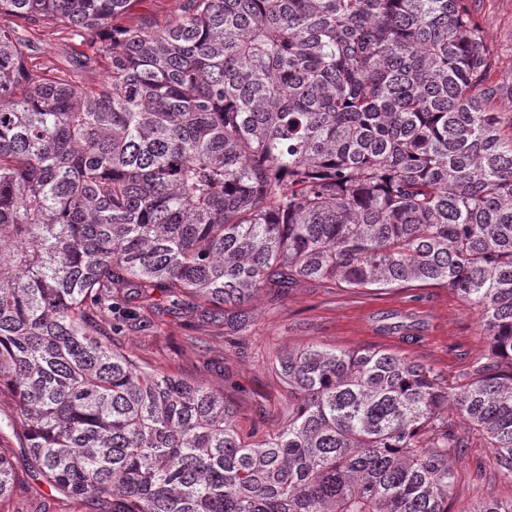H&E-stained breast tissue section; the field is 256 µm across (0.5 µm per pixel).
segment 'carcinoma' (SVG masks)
Returning a JSON list of instances; mask_svg holds the SVG:
<instances>
[{
	"mask_svg": "<svg viewBox=\"0 0 512 512\" xmlns=\"http://www.w3.org/2000/svg\"><path fill=\"white\" fill-rule=\"evenodd\" d=\"M130 5L0 0V385L67 512H451L460 426L512 483V85L470 0ZM36 23L105 84L34 74ZM301 280L446 287L487 353L287 349L271 434L93 330L158 290L233 336ZM18 483L0 449V512ZM182 2V0H133L121 22L132 27H163L180 11ZM107 74V61L102 56L99 58L98 65L79 70L77 80L87 88L98 89L104 83Z\"/></svg>",
	"mask_w": 512,
	"mask_h": 512,
	"instance_id": "1",
	"label": "carcinoma"
}]
</instances>
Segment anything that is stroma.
I'll list each match as a JSON object with an SVG mask.
<instances>
[{
	"label": "stroma",
	"instance_id": "stroma-1",
	"mask_svg": "<svg viewBox=\"0 0 512 512\" xmlns=\"http://www.w3.org/2000/svg\"><path fill=\"white\" fill-rule=\"evenodd\" d=\"M182 0H133L124 25L162 27ZM477 19L500 57L493 80L512 82V0H476ZM33 64L49 74L72 67L74 42L64 30L35 27ZM96 330L156 372L184 377L224 392L242 428L271 432L288 408V390L271 367L278 353L310 344L358 350L385 348L455 376L481 357L486 344L477 309L448 289L351 290L332 283L301 281L251 306L238 335L222 324L168 305L161 292L140 306V317L120 330L111 318ZM463 455L453 462L456 512L485 498H512V484L494 475V455L482 436L466 432Z\"/></svg>",
	"mask_w": 512,
	"mask_h": 512
}]
</instances>
